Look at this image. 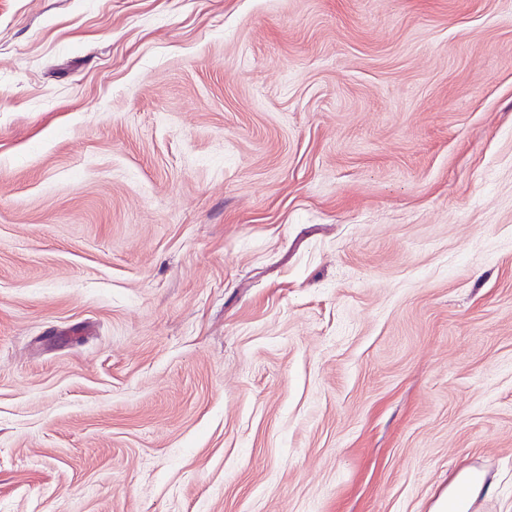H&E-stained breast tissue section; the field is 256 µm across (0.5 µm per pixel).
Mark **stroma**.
Segmentation results:
<instances>
[{
  "label": "stroma",
  "instance_id": "1",
  "mask_svg": "<svg viewBox=\"0 0 512 512\" xmlns=\"http://www.w3.org/2000/svg\"><path fill=\"white\" fill-rule=\"evenodd\" d=\"M512 512V0H0V512Z\"/></svg>",
  "mask_w": 512,
  "mask_h": 512
}]
</instances>
